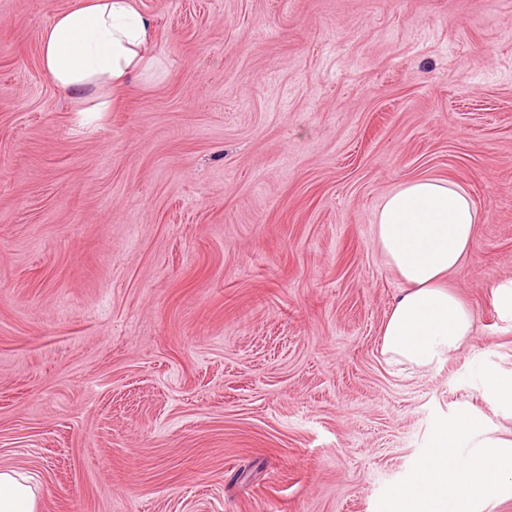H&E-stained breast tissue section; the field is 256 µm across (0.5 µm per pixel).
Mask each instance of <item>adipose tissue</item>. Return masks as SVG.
Masks as SVG:
<instances>
[{"mask_svg": "<svg viewBox=\"0 0 512 512\" xmlns=\"http://www.w3.org/2000/svg\"><path fill=\"white\" fill-rule=\"evenodd\" d=\"M157 26L134 0H75L54 11L41 34L40 65L53 85L92 111L110 109L112 91L153 75ZM483 217L456 184L423 177L390 193L375 236L403 288L383 327L390 360L425 368L456 352L472 330L470 312L444 284L473 248ZM473 416L449 420L398 493L396 512H474L512 475V438L479 439ZM38 484L0 467V512H35Z\"/></svg>", "mask_w": 512, "mask_h": 512, "instance_id": "obj_1", "label": "adipose tissue"}]
</instances>
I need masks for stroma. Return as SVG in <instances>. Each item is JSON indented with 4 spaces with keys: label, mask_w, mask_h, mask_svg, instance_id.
<instances>
[{
    "label": "stroma",
    "mask_w": 512,
    "mask_h": 512,
    "mask_svg": "<svg viewBox=\"0 0 512 512\" xmlns=\"http://www.w3.org/2000/svg\"><path fill=\"white\" fill-rule=\"evenodd\" d=\"M73 2L0 0V466L37 512H393L448 419L512 434V0H135L160 74L108 112L39 67ZM419 177L486 216L424 369L375 242ZM486 386L494 398L505 407L512 409V377L485 373Z\"/></svg>",
    "instance_id": "stroma-1"
}]
</instances>
